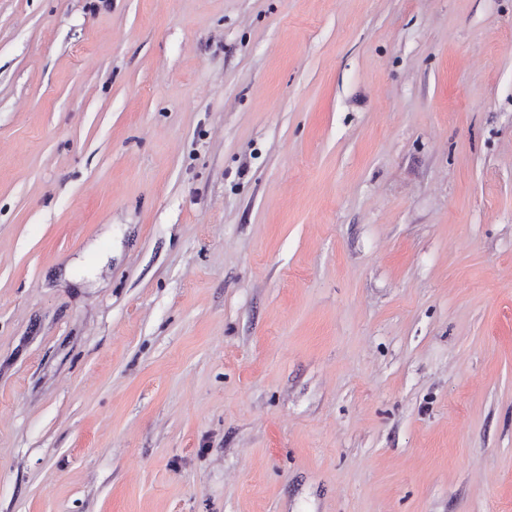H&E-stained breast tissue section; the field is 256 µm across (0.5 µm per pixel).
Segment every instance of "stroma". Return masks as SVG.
<instances>
[{
	"instance_id": "obj_1",
	"label": "stroma",
	"mask_w": 512,
	"mask_h": 512,
	"mask_svg": "<svg viewBox=\"0 0 512 512\" xmlns=\"http://www.w3.org/2000/svg\"><path fill=\"white\" fill-rule=\"evenodd\" d=\"M0 512H512V0H0Z\"/></svg>"
}]
</instances>
